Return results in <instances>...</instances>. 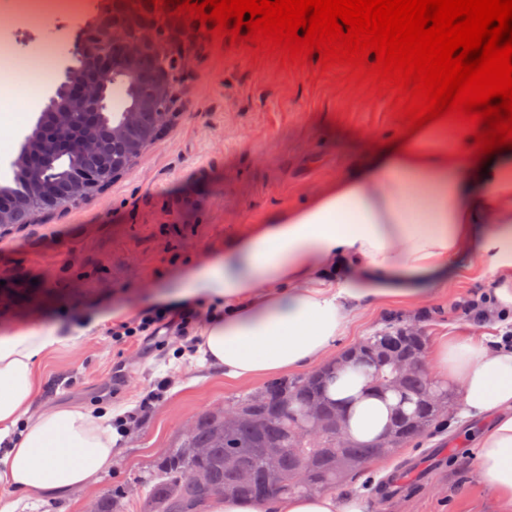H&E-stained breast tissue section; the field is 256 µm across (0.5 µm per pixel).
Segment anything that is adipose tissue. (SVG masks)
Instances as JSON below:
<instances>
[{
    "instance_id": "1",
    "label": "adipose tissue",
    "mask_w": 512,
    "mask_h": 512,
    "mask_svg": "<svg viewBox=\"0 0 512 512\" xmlns=\"http://www.w3.org/2000/svg\"><path fill=\"white\" fill-rule=\"evenodd\" d=\"M469 143L464 127L441 120L399 151L368 141L345 175L188 271L178 302L204 298L224 308L202 328L199 360L245 381L323 361L359 310L391 298L425 301L454 274L457 258L488 277L497 306L512 307V149L462 155ZM102 321L94 315L0 335V492L18 490L32 502L89 492L111 468L119 441L113 411L36 404L41 361ZM429 370L457 391L462 418H490L477 435L473 468L498 512H512V349L488 334L444 336L430 351ZM330 395L347 409L352 440L367 443L387 430L395 397L373 396L352 368ZM206 509L363 512L355 499L323 492L261 505L217 496Z\"/></svg>"
}]
</instances>
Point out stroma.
Listing matches in <instances>:
<instances>
[{
    "label": "stroma",
    "mask_w": 512,
    "mask_h": 512,
    "mask_svg": "<svg viewBox=\"0 0 512 512\" xmlns=\"http://www.w3.org/2000/svg\"><path fill=\"white\" fill-rule=\"evenodd\" d=\"M0 13V39L22 51L23 66L0 71V86H33L32 106L17 133L30 134L53 93L35 86L40 33L15 40ZM346 68L280 66L195 34L179 110L163 136L122 177L85 202L40 217L0 237V334L19 325H73L91 312L123 308L130 319L169 306L183 274L223 254L231 240L347 172L364 149L363 136H393L399 122L390 96L347 81ZM490 283L468 264L432 299L414 309L398 300L360 311L336 351L382 329L391 319L422 325L428 343L470 333L499 334L506 319L464 313L463 303ZM118 322L103 323L88 340L61 349L40 365L41 403L79 402L101 411L121 439L94 494L28 503L23 512H87L93 501L123 492L120 512H146L156 465L176 447L199 413L231 405L262 387L234 381L195 360L193 349L158 347L139 355L136 339L116 344ZM125 380L103 387L119 363ZM448 406V424L418 439L336 488L364 512H497L471 460L474 442Z\"/></svg>",
    "instance_id": "obj_1"
}]
</instances>
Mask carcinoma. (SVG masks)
Segmentation results:
<instances>
[{"instance_id": "carcinoma-1", "label": "carcinoma", "mask_w": 512, "mask_h": 512, "mask_svg": "<svg viewBox=\"0 0 512 512\" xmlns=\"http://www.w3.org/2000/svg\"><path fill=\"white\" fill-rule=\"evenodd\" d=\"M114 17L132 37L158 26L171 44L170 55L156 64L149 47L120 56L112 38L101 33ZM184 32L176 19L151 4L143 7L141 0H102L88 22L82 54L73 62L76 69L86 68L84 78L56 95L53 110L41 114L12 164V184H0V234L108 188L159 139L161 131L142 114L161 102L175 112L185 73ZM96 86L119 94L122 111H100L85 91ZM88 130L97 134L93 151L83 142ZM425 345L424 331L394 324L364 337L345 354L351 356V366L369 375L370 387L383 394L382 382L391 375L393 360L421 355ZM339 372L336 364L327 363L318 376L273 381L259 398L248 393L230 408L199 414L182 445L159 463L160 480L150 493L153 512H200L208 499L224 495L261 503L274 482L284 485L286 494L333 490L364 471L381 453L372 442L338 443L319 435L302 449L293 444L288 407L300 417L306 404L314 402L321 408V422L336 418L340 406L329 396L328 386ZM398 397L402 413L391 415V425L400 431L399 447L427 432L448 407L447 390L420 373L405 376ZM269 456L277 459L275 472L266 468ZM304 460L306 481H296L294 473ZM241 470L250 474L249 482L239 481Z\"/></svg>"}]
</instances>
